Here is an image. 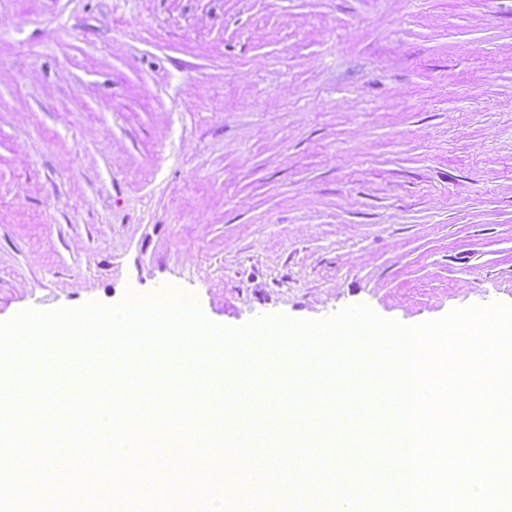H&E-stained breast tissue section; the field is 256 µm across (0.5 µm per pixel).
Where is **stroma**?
<instances>
[{
  "label": "stroma",
  "instance_id": "obj_1",
  "mask_svg": "<svg viewBox=\"0 0 512 512\" xmlns=\"http://www.w3.org/2000/svg\"><path fill=\"white\" fill-rule=\"evenodd\" d=\"M512 305V0H0V322Z\"/></svg>",
  "mask_w": 512,
  "mask_h": 512
}]
</instances>
